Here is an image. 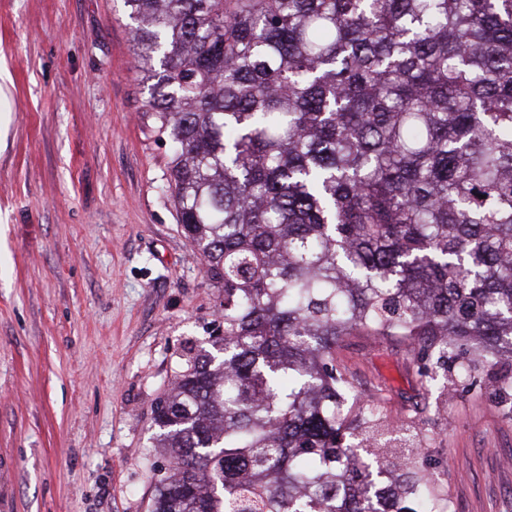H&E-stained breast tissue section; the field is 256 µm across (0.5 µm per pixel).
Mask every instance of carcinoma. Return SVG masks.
I'll use <instances>...</instances> for the list:
<instances>
[{"label": "carcinoma", "instance_id": "carcinoma-1", "mask_svg": "<svg viewBox=\"0 0 512 512\" xmlns=\"http://www.w3.org/2000/svg\"><path fill=\"white\" fill-rule=\"evenodd\" d=\"M169 189L220 325L152 409L148 512H428L423 424L336 352L397 339L423 390L448 349L512 355V0H125Z\"/></svg>", "mask_w": 512, "mask_h": 512}]
</instances>
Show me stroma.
<instances>
[{
	"mask_svg": "<svg viewBox=\"0 0 512 512\" xmlns=\"http://www.w3.org/2000/svg\"><path fill=\"white\" fill-rule=\"evenodd\" d=\"M124 0H0V512H147L149 418L219 320L168 189ZM357 388L392 415L425 398L405 346L346 337ZM427 411L461 512H512V420L489 380Z\"/></svg>",
	"mask_w": 512,
	"mask_h": 512,
	"instance_id": "1",
	"label": "stroma"
}]
</instances>
